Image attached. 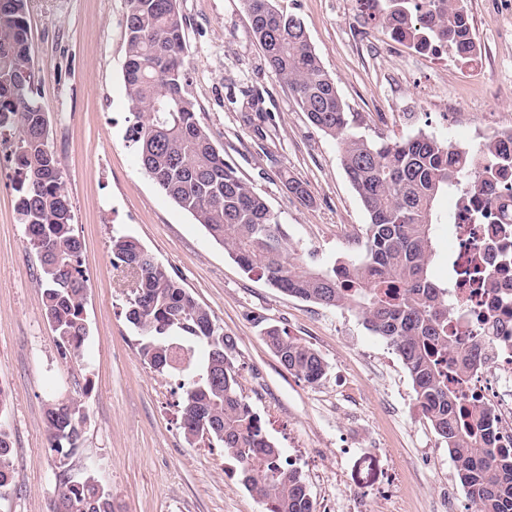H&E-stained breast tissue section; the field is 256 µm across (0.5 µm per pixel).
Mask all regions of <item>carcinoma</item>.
Returning a JSON list of instances; mask_svg holds the SVG:
<instances>
[{
  "mask_svg": "<svg viewBox=\"0 0 512 512\" xmlns=\"http://www.w3.org/2000/svg\"><path fill=\"white\" fill-rule=\"evenodd\" d=\"M268 68L288 87L307 119L336 140L339 160L369 217L364 253L331 270H306L266 199L224 158L198 122L189 95L184 22L178 0H127L123 80L129 142L158 189L194 220L245 271L277 290L323 305L355 310L386 340L412 380L415 400L448 454L470 512H512V447L497 443L488 410L466 406L459 391L480 340L456 348L448 335V289L429 275L442 197L512 187V131L489 141L492 164L476 169L468 152L420 132L401 140H369L354 132L335 80L324 70L303 22L278 0H242ZM359 15L392 39L437 50L448 39L473 48L472 25L454 0H356ZM27 0H0V134L13 136L15 210L36 250L45 315L62 355H77L86 339L88 277L83 243L72 224V203L46 140L47 117L34 98ZM288 193L307 202V184L286 179ZM113 265L133 279L126 319L142 336L140 354L161 375L179 377L181 428L191 442L208 431L223 443L241 484L266 512H314L305 479L267 436L237 389L234 340L211 311L141 245L112 237ZM265 340L288 372L317 383L326 373L320 354L276 326ZM84 418L75 400L53 401L44 413L49 447L59 467L78 448ZM13 442L0 425V492L13 471ZM50 512H114L112 492L93 475L60 480Z\"/></svg>",
  "mask_w": 512,
  "mask_h": 512,
  "instance_id": "obj_1",
  "label": "carcinoma"
}]
</instances>
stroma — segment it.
I'll return each instance as SVG.
<instances>
[{
    "instance_id": "1",
    "label": "stroma",
    "mask_w": 512,
    "mask_h": 512,
    "mask_svg": "<svg viewBox=\"0 0 512 512\" xmlns=\"http://www.w3.org/2000/svg\"><path fill=\"white\" fill-rule=\"evenodd\" d=\"M179 5L200 124L265 196L304 265L327 271L359 257L368 215L337 143L267 67L241 0ZM279 5L303 21L356 132L393 140L422 130L466 147L472 134L486 141L512 127V0H463L482 44L469 72L365 23L355 0ZM126 9V0H28L37 99L83 242L88 336L78 356H62L2 150L0 425L12 436L14 480L0 512H49L59 481L44 407L69 397L81 401L86 420L68 473L92 472L116 512H265L221 443L185 440L177 380L143 360L125 318L131 277L112 264L116 233L138 239L233 337L239 391L303 475L315 512H468L448 449L387 342L355 311L289 296L245 272L144 174L126 135ZM249 94L259 111L248 108ZM290 177L308 184L310 202L289 194ZM268 326L320 353L327 369L319 383L281 365L265 341Z\"/></svg>"
}]
</instances>
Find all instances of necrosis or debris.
<instances>
[{
  "label": "necrosis or debris",
  "instance_id": "4bbe7bcc",
  "mask_svg": "<svg viewBox=\"0 0 512 512\" xmlns=\"http://www.w3.org/2000/svg\"><path fill=\"white\" fill-rule=\"evenodd\" d=\"M451 256L457 269L479 266L487 287L451 289L448 329L460 346L482 339L480 359L465 375V393L490 408L499 445H512V220L497 196L454 209Z\"/></svg>",
  "mask_w": 512,
  "mask_h": 512
}]
</instances>
